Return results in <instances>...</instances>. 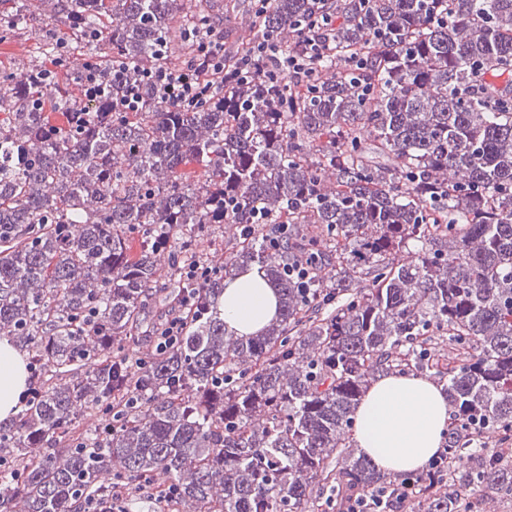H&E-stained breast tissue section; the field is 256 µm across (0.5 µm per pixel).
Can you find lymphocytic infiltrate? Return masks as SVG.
Masks as SVG:
<instances>
[{"mask_svg": "<svg viewBox=\"0 0 512 512\" xmlns=\"http://www.w3.org/2000/svg\"><path fill=\"white\" fill-rule=\"evenodd\" d=\"M326 51V45L314 35L307 38L302 52L292 56H279L274 46L259 43L244 55L228 60L224 57V37L211 26L197 32L195 53L184 66H92L87 70L81 96L90 105L107 95L112 99L113 111L135 112L148 90L168 107L183 109L228 90L241 77L254 72L273 82L309 77ZM416 492L414 481H405L398 487L349 499L341 512H401L403 503Z\"/></svg>", "mask_w": 512, "mask_h": 512, "instance_id": "lymphocytic-infiltrate-1", "label": "lymphocytic infiltrate"}]
</instances>
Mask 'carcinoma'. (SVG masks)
<instances>
[{
	"label": "carcinoma",
	"instance_id": "carcinoma-1",
	"mask_svg": "<svg viewBox=\"0 0 512 512\" xmlns=\"http://www.w3.org/2000/svg\"><path fill=\"white\" fill-rule=\"evenodd\" d=\"M61 17L84 62L173 65L179 0H11L0 39ZM329 52L299 84L253 74L189 109L70 103L53 83L0 75V336L25 344L39 392L0 425V512H76L112 483L166 475L167 509L307 512L403 481L353 449V416L379 376L431 373L451 407L448 481L424 512H482L473 487L512 498V95L468 91L472 67L512 83V0H337ZM314 0H272L237 32L295 54ZM102 32L86 44L84 32ZM364 49L366 68L348 63ZM42 97L72 120L53 127ZM189 162L203 170L190 181ZM219 224L253 227L199 282ZM288 240L273 247L278 225ZM143 229L137 257L127 232ZM410 240L421 244L408 262ZM315 254L310 291L284 267ZM256 267L278 314L226 329L224 279ZM167 277L197 314L164 351H129ZM104 422L79 430L86 414ZM485 416L501 457L481 451ZM72 440L65 458L53 451Z\"/></svg>",
	"mask_w": 512,
	"mask_h": 512
}]
</instances>
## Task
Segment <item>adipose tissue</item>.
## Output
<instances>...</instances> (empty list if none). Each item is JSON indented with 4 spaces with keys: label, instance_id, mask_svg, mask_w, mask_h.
I'll return each mask as SVG.
<instances>
[{
    "label": "adipose tissue",
    "instance_id": "1",
    "mask_svg": "<svg viewBox=\"0 0 512 512\" xmlns=\"http://www.w3.org/2000/svg\"><path fill=\"white\" fill-rule=\"evenodd\" d=\"M224 322L244 336L259 334L275 317L278 298L261 273L248 269L225 280ZM27 383L22 353L0 340V422H11ZM355 439L377 469H421L439 450L448 425V401L440 387L421 376L380 378L355 413Z\"/></svg>",
    "mask_w": 512,
    "mask_h": 512
}]
</instances>
